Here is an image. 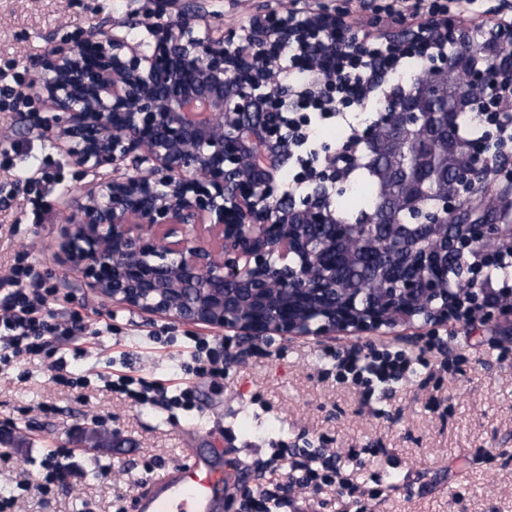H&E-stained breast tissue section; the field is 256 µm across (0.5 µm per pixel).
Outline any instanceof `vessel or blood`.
I'll list each match as a JSON object with an SVG mask.
<instances>
[{
	"label": "vessel or blood",
	"mask_w": 512,
	"mask_h": 512,
	"mask_svg": "<svg viewBox=\"0 0 512 512\" xmlns=\"http://www.w3.org/2000/svg\"><path fill=\"white\" fill-rule=\"evenodd\" d=\"M220 448L189 454L181 466L162 472L152 481L149 495L137 500V512H215L226 465Z\"/></svg>",
	"instance_id": "vessel-or-blood-1"
}]
</instances>
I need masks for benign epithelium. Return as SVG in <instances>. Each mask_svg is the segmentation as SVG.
<instances>
[{
  "instance_id": "1",
  "label": "benign epithelium",
  "mask_w": 512,
  "mask_h": 512,
  "mask_svg": "<svg viewBox=\"0 0 512 512\" xmlns=\"http://www.w3.org/2000/svg\"><path fill=\"white\" fill-rule=\"evenodd\" d=\"M201 20L145 24L148 50L83 29L32 61L28 88L52 110L38 129L67 145L71 164L114 174L80 192L65 218L63 249L90 287L115 303L257 341L512 317L511 289L489 305L470 270L452 283L444 274L448 253L471 248L473 228L487 250L512 246V224L489 223L487 209L471 208L460 232L447 231L451 202L478 191L502 211L512 199V187L490 181L478 162L436 193L412 187L404 209L434 201L421 223L371 235L362 252L379 288L340 287L346 228L327 196L336 166L313 173L299 201L280 188L291 154L288 113L277 111L288 97L277 76L288 26L268 14L226 39ZM227 42L238 50H224ZM450 66L464 72L458 58H443L424 66L418 86ZM389 105L387 132L369 134L368 158L414 136L448 145V107L422 113L411 92ZM316 225L329 236L315 235Z\"/></svg>"
}]
</instances>
